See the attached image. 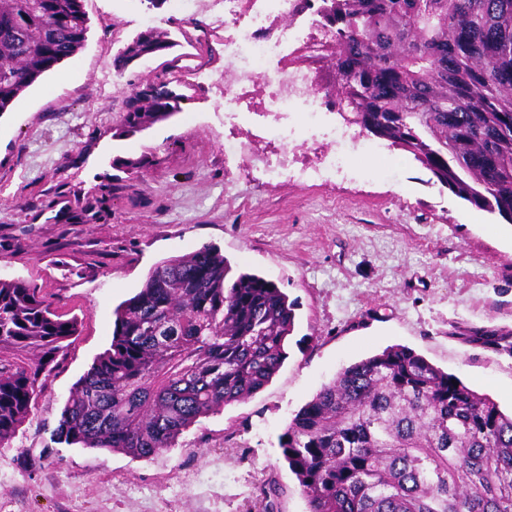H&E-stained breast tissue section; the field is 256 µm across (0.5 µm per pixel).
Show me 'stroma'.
Masks as SVG:
<instances>
[{"label": "stroma", "instance_id": "stroma-1", "mask_svg": "<svg viewBox=\"0 0 512 512\" xmlns=\"http://www.w3.org/2000/svg\"><path fill=\"white\" fill-rule=\"evenodd\" d=\"M84 47L0 115V279L40 288L78 333L47 386L0 447V512H260L275 480L281 512H308L280 448L289 421L346 366L391 345L512 411V352L464 332L512 331V224L455 197L393 150L381 173L269 180L224 145L287 152L292 169L320 145L282 147L224 119V101L181 75L180 59L231 78L224 35L205 17L156 12L176 45L116 71L147 28L139 0H85ZM168 83L181 110L126 136L128 96ZM94 200L76 215V198ZM274 281L294 301L288 357L272 381L185 430L152 459L58 442L76 382L112 342L114 310L160 261L203 246Z\"/></svg>", "mask_w": 512, "mask_h": 512}]
</instances>
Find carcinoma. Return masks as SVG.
Segmentation results:
<instances>
[{"mask_svg": "<svg viewBox=\"0 0 512 512\" xmlns=\"http://www.w3.org/2000/svg\"><path fill=\"white\" fill-rule=\"evenodd\" d=\"M320 36L289 59L318 72L350 125L413 157L474 208L512 215V0H318ZM83 0H0V114L84 45ZM170 33L139 34L129 62ZM125 132L181 111L151 92ZM111 348L79 379L58 440L151 459L199 419L266 386L294 303L203 247L158 263L115 311ZM41 290L0 280V446L76 335ZM469 341L512 350V333ZM390 346L345 367L291 419L281 448L309 512H512V414ZM262 512H280L261 486Z\"/></svg>", "mask_w": 512, "mask_h": 512, "instance_id": "carcinoma-1", "label": "carcinoma"}]
</instances>
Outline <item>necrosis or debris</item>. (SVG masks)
Here are the masks:
<instances>
[{
  "mask_svg": "<svg viewBox=\"0 0 512 512\" xmlns=\"http://www.w3.org/2000/svg\"><path fill=\"white\" fill-rule=\"evenodd\" d=\"M180 7L207 15L211 28L224 34V52L233 71L232 80L217 77L210 85L224 97L230 117L242 112L251 92L267 97L259 135L280 142L328 140L320 171L326 175L349 167L356 154L380 156L373 145H359L348 129L326 124L324 91L314 85L313 73L289 64L317 33L315 7L301 0H175Z\"/></svg>",
  "mask_w": 512,
  "mask_h": 512,
  "instance_id": "4bbe7bcc",
  "label": "necrosis or debris"
}]
</instances>
